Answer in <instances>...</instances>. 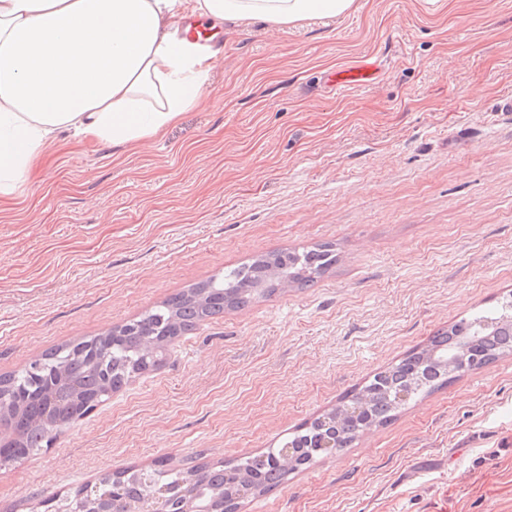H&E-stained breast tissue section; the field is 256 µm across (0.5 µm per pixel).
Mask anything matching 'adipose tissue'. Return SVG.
I'll list each match as a JSON object with an SVG mask.
<instances>
[{"mask_svg":"<svg viewBox=\"0 0 512 512\" xmlns=\"http://www.w3.org/2000/svg\"><path fill=\"white\" fill-rule=\"evenodd\" d=\"M356 0H0V195L62 132L135 145L208 96L215 61L179 33L193 15L236 30L354 10Z\"/></svg>","mask_w":512,"mask_h":512,"instance_id":"adipose-tissue-1","label":"adipose tissue"}]
</instances>
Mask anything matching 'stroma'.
Masks as SVG:
<instances>
[{"label":"stroma","instance_id":"35a3bbf8","mask_svg":"<svg viewBox=\"0 0 512 512\" xmlns=\"http://www.w3.org/2000/svg\"><path fill=\"white\" fill-rule=\"evenodd\" d=\"M376 64L343 89L330 70ZM209 95L136 148L61 135L0 197V374L270 251L335 244L310 288L200 323L51 448L0 512L135 467L277 447L438 329L512 295V0H357L225 33ZM239 512H512V354Z\"/></svg>","mask_w":512,"mask_h":512}]
</instances>
